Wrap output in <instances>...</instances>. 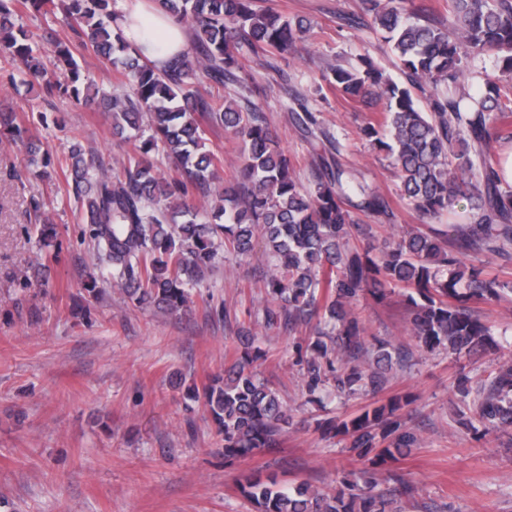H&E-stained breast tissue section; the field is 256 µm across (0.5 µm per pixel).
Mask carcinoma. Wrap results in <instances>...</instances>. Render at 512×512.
<instances>
[{
	"mask_svg": "<svg viewBox=\"0 0 512 512\" xmlns=\"http://www.w3.org/2000/svg\"><path fill=\"white\" fill-rule=\"evenodd\" d=\"M157 9L187 29L189 43L160 70L139 55L115 24L116 0H0V51L15 64L19 82L38 86L46 99L66 94L112 118V136L134 142L120 173L86 162L81 145L71 148V181L84 201L97 250L112 281L138 306L166 311L188 308L196 284L224 251L247 256L256 234L276 259L267 280L275 306L264 312L274 326L320 307L315 340L306 350L310 394L333 382L338 394L376 391L399 353L380 341L366 348L351 305L366 292L388 285L414 288L424 303H413L412 334L427 348L450 354L497 347L490 327L473 315L470 301L512 295V281L484 276L463 261L472 248L500 253L512 244V185L499 171L495 144L512 139V0H448V19L430 5L408 0H362V14H341L350 28H369L390 45L400 80L368 54L355 64H331L322 75L329 86L353 100L384 101L382 119L362 135L387 152L400 191L420 214L443 213L460 220L452 240L406 230L378 254L351 247L362 232L353 212L390 219L378 192L358 182L340 163V143L323 131L305 97L292 98L291 119L305 140L323 139L329 149L316 155L312 182L293 176L294 165L270 131L260 101L268 86L256 81L242 59L288 55L311 33L312 22L289 18L256 0H154ZM61 8L73 38L56 40L43 53L24 22L25 12ZM106 59L122 77L121 93H81L78 49ZM480 57L492 72L480 71L472 90L461 82ZM229 93L220 100L207 86ZM222 125L242 141L238 186L210 200L223 161L205 149L204 122ZM0 132L25 142L27 129L16 114L0 108ZM27 143V142H25ZM30 163L38 147L29 142ZM163 156L176 176L164 179L156 166ZM261 349L247 350L204 388L205 413L224 437V456L244 457L272 448L290 425L277 392L258 376ZM458 390L486 430L512 427V361L496 364L490 381ZM409 404L402 397L378 401L352 418L330 421L328 430L350 440L371 463L394 458L417 445L418 435L396 417ZM360 482L344 478L334 492L308 485L289 488L261 471L244 477L243 492L255 512H392L391 501L373 491V473Z\"/></svg>",
	"mask_w": 512,
	"mask_h": 512,
	"instance_id": "cac0c4a2",
	"label": "carcinoma"
}]
</instances>
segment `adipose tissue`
Listing matches in <instances>:
<instances>
[{"label":"adipose tissue","mask_w":512,"mask_h":512,"mask_svg":"<svg viewBox=\"0 0 512 512\" xmlns=\"http://www.w3.org/2000/svg\"><path fill=\"white\" fill-rule=\"evenodd\" d=\"M118 24L140 53L160 67L167 65L187 43L184 24L165 14L127 9Z\"/></svg>","instance_id":"adipose-tissue-1"}]
</instances>
